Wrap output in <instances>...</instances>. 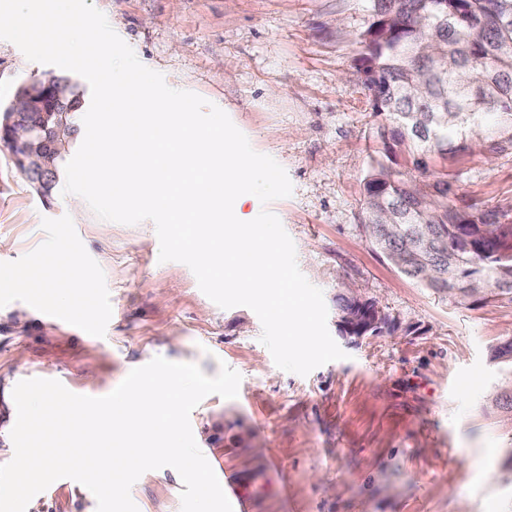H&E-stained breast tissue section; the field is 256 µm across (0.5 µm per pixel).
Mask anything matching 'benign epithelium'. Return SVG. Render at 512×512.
Returning <instances> with one entry per match:
<instances>
[{
    "instance_id": "7a95c632",
    "label": "benign epithelium",
    "mask_w": 512,
    "mask_h": 512,
    "mask_svg": "<svg viewBox=\"0 0 512 512\" xmlns=\"http://www.w3.org/2000/svg\"><path fill=\"white\" fill-rule=\"evenodd\" d=\"M66 96L64 83L50 79L36 88L21 90L12 103L0 112V144L7 147L17 169L27 172L36 187L58 176L54 159L66 150V113L58 114L56 125L48 126L40 101L49 97L59 103ZM354 313L339 319L336 328L345 340L356 343L367 334L394 331L385 310L373 299L355 295L350 298Z\"/></svg>"
}]
</instances>
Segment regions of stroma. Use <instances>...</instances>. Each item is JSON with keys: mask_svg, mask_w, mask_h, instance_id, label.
Masks as SVG:
<instances>
[{"mask_svg": "<svg viewBox=\"0 0 512 512\" xmlns=\"http://www.w3.org/2000/svg\"><path fill=\"white\" fill-rule=\"evenodd\" d=\"M146 67L221 108L252 148L274 158L291 196L262 205L281 221L304 276L322 289L335 329L342 285L377 300L394 334L344 345L345 359L301 376L279 369L249 308L223 309L185 264L159 262L152 221L124 225L38 194L0 147V465L14 455L7 409L15 385L60 381L102 397L160 356L209 376L228 365L238 395L190 414L208 462H221L253 512H512V414L495 399L512 366V303L456 305L406 278L369 244L359 200L380 123L356 36L369 0H91ZM78 74L28 60L0 40V104L22 83ZM449 160L457 196L512 224V150ZM77 285H70L73 270ZM178 473H143L138 512H181ZM27 512H97L66 478Z\"/></svg>", "mask_w": 512, "mask_h": 512, "instance_id": "1", "label": "stroma"}]
</instances>
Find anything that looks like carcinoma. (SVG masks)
<instances>
[{"instance_id": "1", "label": "carcinoma", "mask_w": 512, "mask_h": 512, "mask_svg": "<svg viewBox=\"0 0 512 512\" xmlns=\"http://www.w3.org/2000/svg\"><path fill=\"white\" fill-rule=\"evenodd\" d=\"M360 34L381 155L363 181L370 243L402 275L457 303L471 288L512 303V230L497 212L448 199L445 160L489 114L512 145V0H370Z\"/></svg>"}]
</instances>
